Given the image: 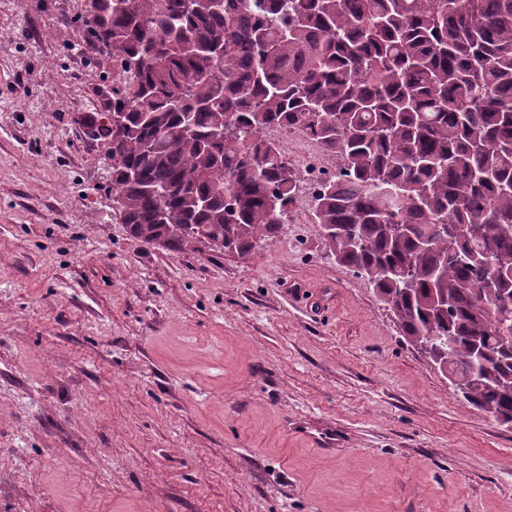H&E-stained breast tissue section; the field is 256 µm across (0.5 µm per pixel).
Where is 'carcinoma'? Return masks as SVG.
<instances>
[{
  "mask_svg": "<svg viewBox=\"0 0 512 512\" xmlns=\"http://www.w3.org/2000/svg\"><path fill=\"white\" fill-rule=\"evenodd\" d=\"M93 2L125 77L111 183L130 236L248 253L298 197L265 132L303 130L336 159L314 197L331 253L512 426V0Z\"/></svg>",
  "mask_w": 512,
  "mask_h": 512,
  "instance_id": "carcinoma-1",
  "label": "carcinoma"
}]
</instances>
